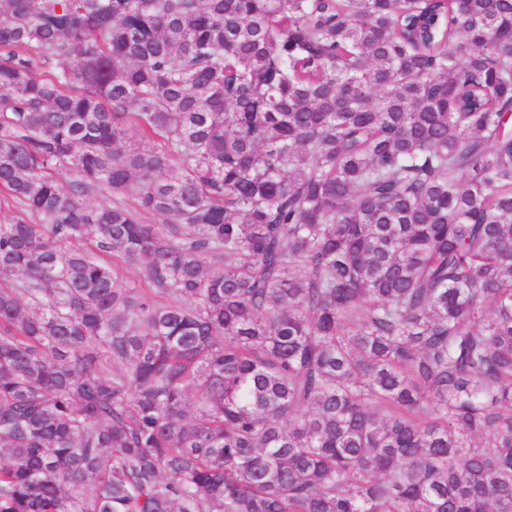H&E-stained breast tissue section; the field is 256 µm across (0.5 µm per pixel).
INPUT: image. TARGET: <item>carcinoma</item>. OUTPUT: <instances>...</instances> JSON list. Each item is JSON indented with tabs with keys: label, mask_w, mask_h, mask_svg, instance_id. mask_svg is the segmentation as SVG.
<instances>
[{
	"label": "carcinoma",
	"mask_w": 512,
	"mask_h": 512,
	"mask_svg": "<svg viewBox=\"0 0 512 512\" xmlns=\"http://www.w3.org/2000/svg\"><path fill=\"white\" fill-rule=\"evenodd\" d=\"M0 198V512H512V0H0Z\"/></svg>",
	"instance_id": "obj_1"
}]
</instances>
